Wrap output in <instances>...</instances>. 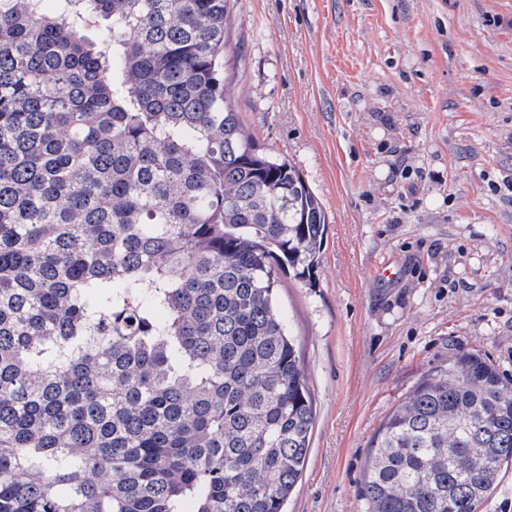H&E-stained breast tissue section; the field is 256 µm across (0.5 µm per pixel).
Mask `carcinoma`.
<instances>
[{
    "label": "carcinoma",
    "mask_w": 512,
    "mask_h": 512,
    "mask_svg": "<svg viewBox=\"0 0 512 512\" xmlns=\"http://www.w3.org/2000/svg\"><path fill=\"white\" fill-rule=\"evenodd\" d=\"M230 3L0 0V512H284L304 471L278 289L326 218L235 111ZM370 448L365 512H478L512 389L458 352Z\"/></svg>",
    "instance_id": "1"
}]
</instances>
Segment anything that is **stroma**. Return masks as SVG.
Listing matches in <instances>:
<instances>
[{"label":"stroma","instance_id":"obj_1","mask_svg":"<svg viewBox=\"0 0 512 512\" xmlns=\"http://www.w3.org/2000/svg\"><path fill=\"white\" fill-rule=\"evenodd\" d=\"M225 68L328 223L316 286L280 289L317 410L287 510L364 512L423 377L464 350L512 387V0H233Z\"/></svg>","mask_w":512,"mask_h":512}]
</instances>
